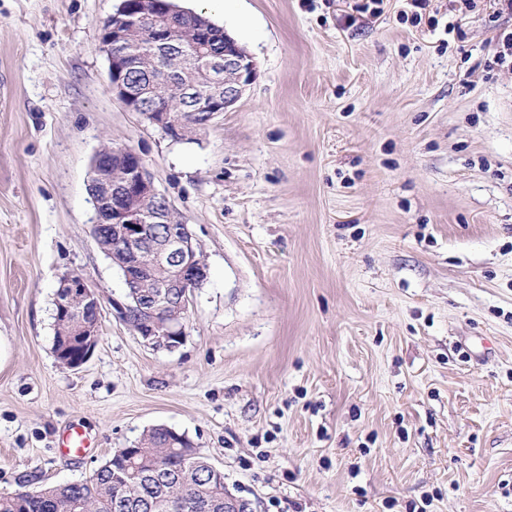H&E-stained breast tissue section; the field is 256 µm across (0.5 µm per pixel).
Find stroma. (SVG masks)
I'll return each instance as SVG.
<instances>
[{"mask_svg": "<svg viewBox=\"0 0 512 512\" xmlns=\"http://www.w3.org/2000/svg\"><path fill=\"white\" fill-rule=\"evenodd\" d=\"M120 0H0V493L185 434L249 512H512V15L429 0H177L256 61L177 142L113 94ZM128 148L209 266L175 350L112 313L93 156ZM104 304L80 367L54 294ZM81 428L92 447L60 448Z\"/></svg>", "mask_w": 512, "mask_h": 512, "instance_id": "35a3bbf8", "label": "stroma"}]
</instances>
